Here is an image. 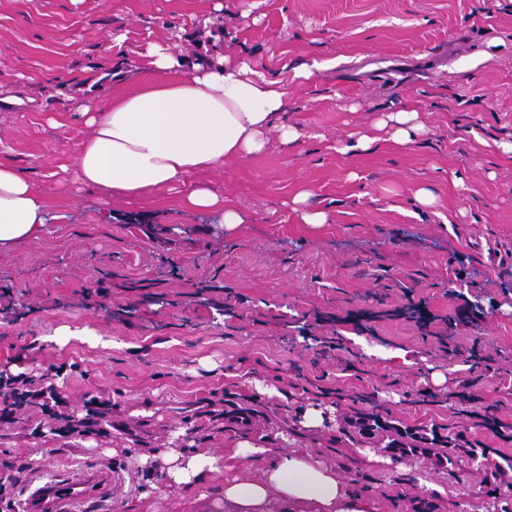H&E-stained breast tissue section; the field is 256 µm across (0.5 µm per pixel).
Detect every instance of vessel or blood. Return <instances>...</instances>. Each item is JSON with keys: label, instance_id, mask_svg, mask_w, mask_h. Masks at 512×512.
I'll list each match as a JSON object with an SVG mask.
<instances>
[{"label": "vessel or blood", "instance_id": "obj_1", "mask_svg": "<svg viewBox=\"0 0 512 512\" xmlns=\"http://www.w3.org/2000/svg\"><path fill=\"white\" fill-rule=\"evenodd\" d=\"M112 472L93 468L76 477L59 474L29 487L23 512H89L91 506L111 501Z\"/></svg>", "mask_w": 512, "mask_h": 512}]
</instances>
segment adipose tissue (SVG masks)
I'll return each instance as SVG.
<instances>
[{"instance_id":"1","label":"adipose tissue","mask_w":512,"mask_h":512,"mask_svg":"<svg viewBox=\"0 0 512 512\" xmlns=\"http://www.w3.org/2000/svg\"><path fill=\"white\" fill-rule=\"evenodd\" d=\"M141 59L153 82L87 115L91 132L75 159L81 185L117 199H148L184 183L189 174L261 154L269 131H280L287 143L296 139L284 121L288 105L280 83L246 63L226 56L190 63L159 44L150 45ZM179 203L189 211L223 212L230 230L250 219L233 198L207 183L189 188ZM45 213L46 202L30 181L0 164V246L37 236ZM225 447L221 455L169 449L162 455L165 473L182 486L239 462L236 475L224 483L226 512H378L375 501L354 494L310 453H287L246 436ZM257 455L268 462L256 473L247 461Z\"/></svg>"}]
</instances>
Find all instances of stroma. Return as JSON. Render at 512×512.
<instances>
[{"instance_id":"35a3bbf8","label":"stroma","mask_w":512,"mask_h":512,"mask_svg":"<svg viewBox=\"0 0 512 512\" xmlns=\"http://www.w3.org/2000/svg\"><path fill=\"white\" fill-rule=\"evenodd\" d=\"M0 0V162L47 201L36 237L0 248V370L49 373L83 418L111 401L104 434L63 436L39 410L0 423V478L118 475L98 512H224V478L168 485L167 448L220 454L227 439L284 433L379 512H512V0ZM152 44L194 61L228 54L280 80L292 144L188 176L251 221L113 199L81 186L83 109L150 81H113ZM314 67L312 78L298 68ZM98 79L76 90L74 79ZM413 111L400 145L376 124ZM372 137L366 150L344 145ZM430 188L433 207L416 200ZM328 221L312 226L293 198ZM423 304L429 324L412 318ZM95 341L51 342L58 328ZM489 363L471 372L473 357ZM472 381L474 401L456 393ZM273 387L277 396L265 395ZM329 389L326 397L317 388ZM436 404H420L421 392ZM327 415L318 428L303 414ZM440 424L453 463L393 457L353 410ZM491 414L506 438L476 426ZM148 461H141V453Z\"/></svg>"}]
</instances>
